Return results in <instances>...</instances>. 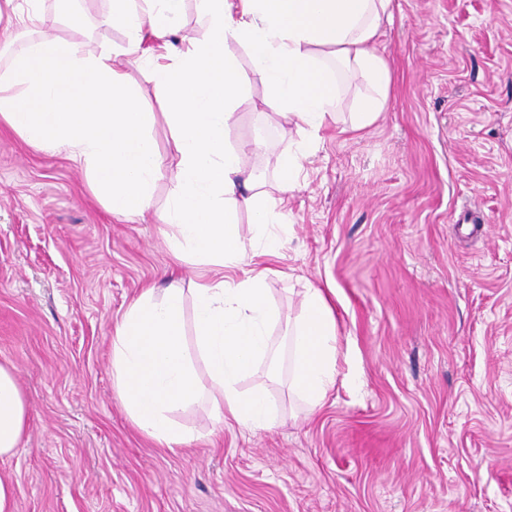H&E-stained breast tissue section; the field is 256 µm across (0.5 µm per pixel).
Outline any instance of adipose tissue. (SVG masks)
<instances>
[{"label":"adipose tissue","instance_id":"obj_1","mask_svg":"<svg viewBox=\"0 0 512 512\" xmlns=\"http://www.w3.org/2000/svg\"><path fill=\"white\" fill-rule=\"evenodd\" d=\"M110 2L106 21L123 29L124 52L87 56L56 36L32 42L0 71V121L33 146L65 152L85 167L92 190L112 212L144 216L162 158L148 133L154 115L140 107L127 68L143 60L145 38H154L166 62L154 65L152 76L166 93L165 117L179 159L177 186L161 217L174 229L173 252L238 266L244 251L239 214L247 211L259 229L256 254H277L278 240L264 233L272 213L244 163L248 147L225 140L249 81L227 47L249 46L267 105L314 132L337 104L329 62L340 61L372 90L350 118L351 130L360 131L378 119L390 91L388 65L374 44L392 17L393 0H201L208 19L201 38L179 35L183 0ZM269 273L253 267L237 280L195 283V348L206 378L198 377L184 345L183 289L173 286L160 296L145 289L117 324L115 387L131 421L160 447L173 451L188 443L190 430L172 414L203 394L217 420L269 426L265 394L238 388L240 377L270 351L268 326L277 312L264 288ZM292 342L293 386L319 407L336 382V319L322 289H307ZM28 414L16 366L0 361V460L19 448Z\"/></svg>","mask_w":512,"mask_h":512}]
</instances>
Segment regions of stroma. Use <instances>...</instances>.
I'll list each match as a JSON object with an SVG mask.
<instances>
[{
  "instance_id": "1",
  "label": "stroma",
  "mask_w": 512,
  "mask_h": 512,
  "mask_svg": "<svg viewBox=\"0 0 512 512\" xmlns=\"http://www.w3.org/2000/svg\"><path fill=\"white\" fill-rule=\"evenodd\" d=\"M31 29L0 21V69L49 35L87 54L125 46L109 0ZM376 48L392 73L377 121L341 131L364 93L339 75L317 134L266 105L251 81L230 143L255 144L280 254L270 353L242 376L267 429L217 423L200 400L175 413L194 439L170 452L132 423L112 380V336L142 289L219 277L175 257L159 220L178 159L149 66L129 70L164 162L146 218L112 213L85 170L0 124V360L18 369L28 430L0 460L17 512H512V0H394ZM302 151L295 190L277 164ZM332 288L336 384L309 409L293 391L289 332L308 288Z\"/></svg>"
}]
</instances>
